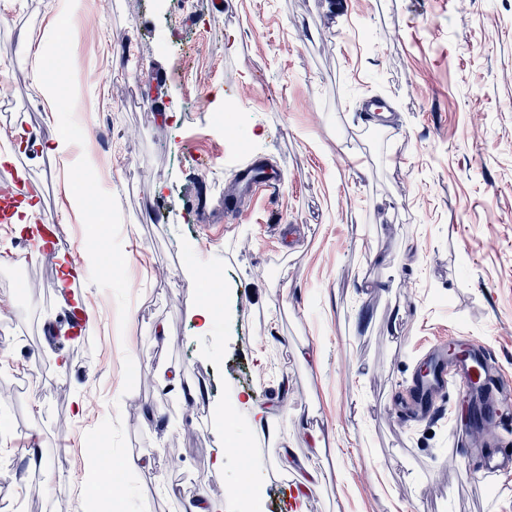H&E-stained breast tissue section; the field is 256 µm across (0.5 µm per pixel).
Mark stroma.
Instances as JSON below:
<instances>
[{"instance_id":"35a3bbf8","label":"stroma","mask_w":512,"mask_h":512,"mask_svg":"<svg viewBox=\"0 0 512 512\" xmlns=\"http://www.w3.org/2000/svg\"><path fill=\"white\" fill-rule=\"evenodd\" d=\"M207 2L0 0V102L41 141L0 123V154L42 182L38 209L72 247L33 256L24 300L0 264V512H88L96 448L142 459L105 489L120 512H187L200 491L241 512L232 435L261 460L268 512H295L307 474L279 459L315 455L310 422L329 474L305 512H512V474H469L455 396L430 421L395 411L451 337L512 387V0ZM65 11L53 113L26 44ZM374 98L389 119L367 120ZM228 107L237 141L214 119ZM61 133L82 173L42 151ZM253 158L279 168V194L216 234ZM109 208L124 219L102 249L86 212ZM74 261L89 320L68 340L55 284ZM204 268L223 279L207 319L187 280ZM177 372L205 386L196 406Z\"/></svg>"}]
</instances>
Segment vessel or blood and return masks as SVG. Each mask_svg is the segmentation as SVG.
<instances>
[{
    "label": "vessel or blood",
    "mask_w": 512,
    "mask_h": 512,
    "mask_svg": "<svg viewBox=\"0 0 512 512\" xmlns=\"http://www.w3.org/2000/svg\"><path fill=\"white\" fill-rule=\"evenodd\" d=\"M22 159L0 163V222L12 224L22 219L21 205L28 197L42 194L39 181L22 174ZM235 192L224 196V217L234 221L242 213V198L274 195L280 186L279 177L261 161L239 166L234 176ZM42 243L45 256L68 253L69 246L58 226L44 225L34 230ZM455 388L467 407V416L458 425V432L474 428L491 434L488 447L471 453L472 476L477 480L512 471V438L504 430L512 419L506 410L512 406V390L491 374L488 358L473 339L452 338L430 348L419 360L407 391V403L418 417L434 416L447 388Z\"/></svg>",
    "instance_id": "vessel-or-blood-1"
}]
</instances>
